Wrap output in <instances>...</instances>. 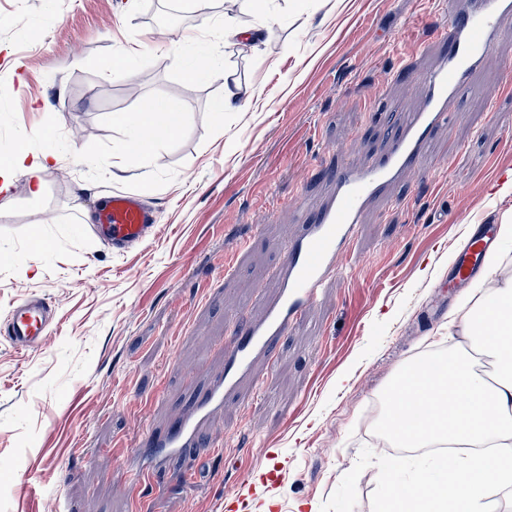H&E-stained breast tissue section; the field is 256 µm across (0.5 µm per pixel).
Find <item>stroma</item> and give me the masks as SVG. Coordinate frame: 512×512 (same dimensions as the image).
Segmentation results:
<instances>
[{"mask_svg": "<svg viewBox=\"0 0 512 512\" xmlns=\"http://www.w3.org/2000/svg\"><path fill=\"white\" fill-rule=\"evenodd\" d=\"M447 0H0V155L22 134L61 156L31 201L17 173L0 198V316L42 295L56 325L18 353L0 341V512H224L243 473L275 493L249 512H376L406 476L363 414L401 368L464 345L449 316L467 289L441 288L471 223L512 213V32L437 132L427 176L399 182L368 213L319 303L256 368L257 390L212 419L220 448L155 456L166 433L222 366L238 323L261 314L259 291L326 174L366 164L419 97L404 73L429 65ZM272 25L224 44L215 21ZM141 42L123 68L112 60ZM202 55L211 64L189 81ZM243 107L215 119L224 80ZM154 105L179 112L176 136L144 158L123 155L119 115ZM95 160L82 161L84 151ZM122 189L159 212L151 241L114 253L80 226ZM147 474L129 486L135 467Z\"/></svg>", "mask_w": 512, "mask_h": 512, "instance_id": "35a3bbf8", "label": "stroma"}]
</instances>
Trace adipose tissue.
Masks as SVG:
<instances>
[{
  "instance_id": "1",
  "label": "adipose tissue",
  "mask_w": 512,
  "mask_h": 512,
  "mask_svg": "<svg viewBox=\"0 0 512 512\" xmlns=\"http://www.w3.org/2000/svg\"><path fill=\"white\" fill-rule=\"evenodd\" d=\"M126 156L140 158L161 140L174 136L178 114L158 122L155 113L125 118ZM151 138H143V130ZM503 257L489 252L487 286L456 311L452 322L468 339V349L406 365L383 394L382 428L388 441L402 448L451 447L434 458L409 483L394 484L381 499L379 512H489L486 472L512 499V277H500ZM423 418L410 424V411Z\"/></svg>"
}]
</instances>
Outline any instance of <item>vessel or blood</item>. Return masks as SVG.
Here are the masks:
<instances>
[{
  "instance_id": "1",
  "label": "vessel or blood",
  "mask_w": 512,
  "mask_h": 512,
  "mask_svg": "<svg viewBox=\"0 0 512 512\" xmlns=\"http://www.w3.org/2000/svg\"><path fill=\"white\" fill-rule=\"evenodd\" d=\"M512 18V0H453L442 25L431 36L443 50L438 62L415 73L424 89L422 103L406 123L392 130L386 145L367 166H343L327 174L331 191L302 226L278 266L276 293L265 300L264 315L248 323L224 349V369L211 375L204 391L194 399L189 414L174 419L163 439L146 440L149 448L174 452L204 445L219 448L224 440L210 417L230 397L242 395L257 360L272 359L282 336L302 322L327 280L336 273V261L351 249L355 234L371 205L389 188L412 172L420 171L435 132L452 120L460 92L480 69L487 52L503 43V22ZM158 215L143 198L116 191L104 198L98 221L85 230L113 252L147 244ZM497 244L494 225H479L457 254L448 285H468L482 270L487 250ZM53 321L48 299L31 295L17 301L0 320V336L23 353L41 348Z\"/></svg>"
}]
</instances>
